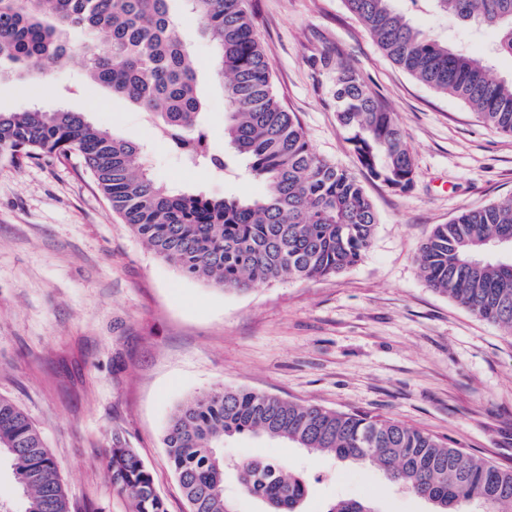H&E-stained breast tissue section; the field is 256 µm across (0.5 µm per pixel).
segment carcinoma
<instances>
[{
	"mask_svg": "<svg viewBox=\"0 0 512 512\" xmlns=\"http://www.w3.org/2000/svg\"><path fill=\"white\" fill-rule=\"evenodd\" d=\"M175 0H0V77L25 78L81 54L88 82L147 114L157 134L190 167L221 176L228 158L211 151L200 125L205 102L197 67L178 31ZM213 46L208 69L224 91V144L250 160L260 196L209 197L176 192L140 164V145L92 123L85 113L28 108L0 112V152L13 160L77 155L112 209L160 259L188 278L223 291L284 278L316 279L358 264L377 215L358 178L310 148L295 114L277 98L271 64L247 0H181ZM378 46L422 84L468 104L480 119L512 135V79L490 75L484 56L448 45L413 24L396 0H345ZM467 30L492 32L491 51L512 57V0H406ZM334 74L337 120L350 134L366 176L392 189L412 185L414 159L394 114L357 71L324 53L312 62ZM512 237V199L437 224L422 244L429 287L475 316L512 331V265L488 256L489 243ZM254 434L342 461H370L389 483L460 512H512V468L501 469L421 430L275 395L218 386L183 400L167 421L163 445L187 512H235L224 497V440ZM13 462L23 512H71L56 461L41 432L0 398V454ZM112 487L134 512H167L152 475L115 436L107 455ZM243 494L268 512H298L307 484L273 461L235 466ZM327 512H374L340 500Z\"/></svg>",
	"mask_w": 512,
	"mask_h": 512,
	"instance_id": "obj_1",
	"label": "carcinoma"
}]
</instances>
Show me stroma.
<instances>
[{
  "mask_svg": "<svg viewBox=\"0 0 512 512\" xmlns=\"http://www.w3.org/2000/svg\"><path fill=\"white\" fill-rule=\"evenodd\" d=\"M274 88L311 148L354 174L379 219L366 257L343 272L223 292L161 261L124 224L77 158L0 156V397L41 431L72 512H133L112 489L113 435L134 448L167 512H187L162 442L173 407L218 384L402 422L512 468V334L430 288L417 255L435 225L512 197V136L461 100L419 83L379 48L345 0H248ZM414 24L483 52L492 35L462 34L437 14ZM207 102L204 128L224 151V93L197 21L179 15ZM328 52L351 64L394 113L414 159L410 189L363 177L336 119ZM86 113L142 147L152 176L177 191L252 197L251 178L184 165L139 109L89 86L79 54L28 79L0 80V111ZM224 458L272 460L309 482L302 512L341 499L377 512H432L375 465L236 436Z\"/></svg>",
  "mask_w": 512,
  "mask_h": 512,
  "instance_id": "stroma-1",
  "label": "stroma"
}]
</instances>
